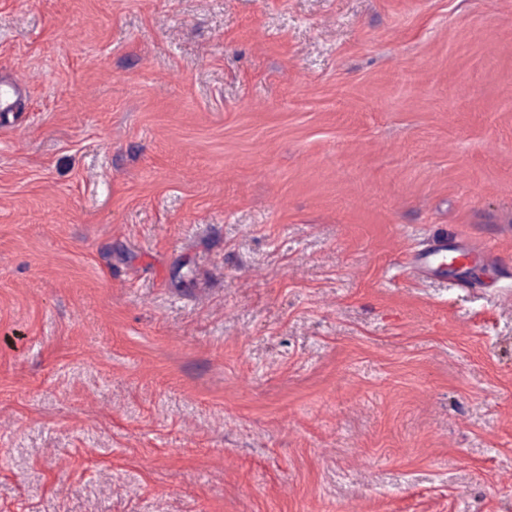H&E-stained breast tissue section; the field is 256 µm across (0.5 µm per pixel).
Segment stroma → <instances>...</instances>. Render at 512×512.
I'll list each match as a JSON object with an SVG mask.
<instances>
[{"instance_id":"stroma-1","label":"stroma","mask_w":512,"mask_h":512,"mask_svg":"<svg viewBox=\"0 0 512 512\" xmlns=\"http://www.w3.org/2000/svg\"><path fill=\"white\" fill-rule=\"evenodd\" d=\"M15 74L0 512H512V0H0Z\"/></svg>"}]
</instances>
